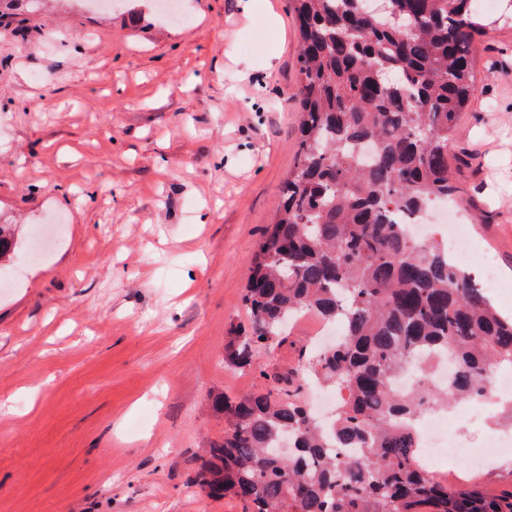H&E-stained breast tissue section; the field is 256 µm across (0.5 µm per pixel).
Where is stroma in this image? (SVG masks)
I'll list each match as a JSON object with an SVG mask.
<instances>
[{"label": "stroma", "instance_id": "1", "mask_svg": "<svg viewBox=\"0 0 512 512\" xmlns=\"http://www.w3.org/2000/svg\"><path fill=\"white\" fill-rule=\"evenodd\" d=\"M0 16V220L20 243L0 288V512H243L194 479L224 439L215 397L259 389L318 342L314 317L250 369L224 363L294 168L300 34L289 0H155ZM477 37V93L450 175L474 244L512 284V18ZM458 484L512 493V456Z\"/></svg>", "mask_w": 512, "mask_h": 512}]
</instances>
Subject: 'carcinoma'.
I'll use <instances>...</instances> for the list:
<instances>
[{
	"instance_id": "1",
	"label": "carcinoma",
	"mask_w": 512,
	"mask_h": 512,
	"mask_svg": "<svg viewBox=\"0 0 512 512\" xmlns=\"http://www.w3.org/2000/svg\"><path fill=\"white\" fill-rule=\"evenodd\" d=\"M289 2L301 141L244 289L248 326L224 363L250 366L304 314L342 334L294 371L261 373L263 391L215 401L230 430L195 483L244 512H512V500L434 478L416 430L427 411L488 397L490 373L512 369V317L447 247L397 220L455 193L448 151L477 91L472 42L485 16L478 0ZM15 249L0 224V270ZM441 355L455 365L448 385L393 387ZM308 374L340 395L328 424L300 399Z\"/></svg>"
}]
</instances>
